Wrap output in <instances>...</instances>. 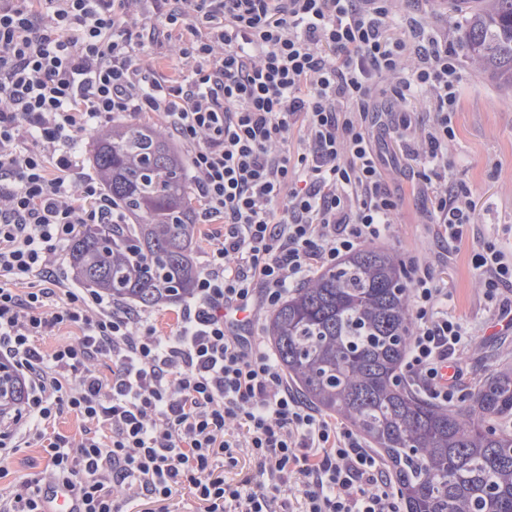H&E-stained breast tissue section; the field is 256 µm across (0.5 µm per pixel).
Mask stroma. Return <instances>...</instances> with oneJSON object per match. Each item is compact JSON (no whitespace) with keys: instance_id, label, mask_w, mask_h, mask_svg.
<instances>
[{"instance_id":"35a3bbf8","label":"stroma","mask_w":512,"mask_h":512,"mask_svg":"<svg viewBox=\"0 0 512 512\" xmlns=\"http://www.w3.org/2000/svg\"><path fill=\"white\" fill-rule=\"evenodd\" d=\"M397 10L405 16L418 15L426 33L447 35L450 46L461 48L462 20L459 14L449 12L445 0H421L417 6L410 0H399ZM459 62L457 109L452 114L455 138L448 146V179L464 182L471 189L477 222L473 233L464 237L447 264L436 266L435 273L448 283L449 310L481 328L460 381L466 392L490 373L512 367V331L491 320L481 283L470 264L484 232H492L501 246L512 248V88L482 74L467 56H460ZM389 185L399 189L402 197L392 252L414 253L425 261L434 260L438 246L431 226L425 222V200L400 176H392ZM45 466L40 444L19 449L0 467V493L11 491L20 479L41 477Z\"/></svg>"}]
</instances>
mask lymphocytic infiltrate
Listing matches in <instances>:
<instances>
[{"label":"lymphocytic infiltrate","mask_w":512,"mask_h":512,"mask_svg":"<svg viewBox=\"0 0 512 512\" xmlns=\"http://www.w3.org/2000/svg\"><path fill=\"white\" fill-rule=\"evenodd\" d=\"M395 0H0V361L22 379L0 409V462L45 441L43 481L0 512H43L42 483L82 512H125L189 490L196 512H401L381 455L290 386L249 327L319 270L388 239L407 174L439 239L475 221L448 183L458 60L444 37L413 44ZM160 21L146 23V13ZM164 49L174 72L145 59ZM426 96L429 125L410 107ZM157 112L187 146L199 224L223 222L169 335L149 315L69 280L57 265L82 224H118L93 175L68 178L84 134ZM412 330L403 373L432 400L457 384L476 330L448 285L408 258ZM494 318L512 328V252L471 257ZM76 328L43 354L39 337ZM112 363L110 377L97 371ZM71 410L81 439L44 427ZM256 487L225 482L239 454Z\"/></svg>","instance_id":"f902f5d3"}]
</instances>
